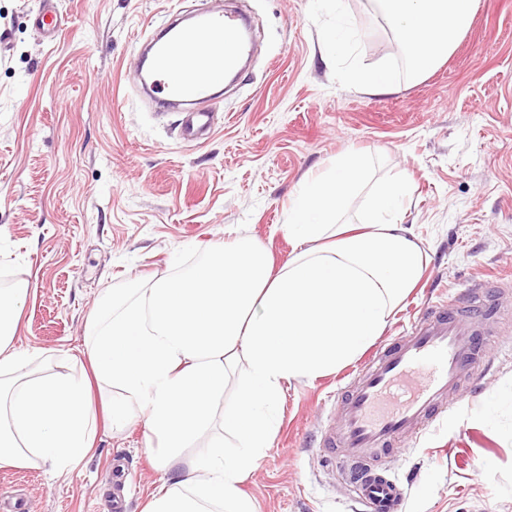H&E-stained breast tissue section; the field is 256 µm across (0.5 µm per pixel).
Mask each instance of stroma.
<instances>
[{
  "label": "stroma",
  "instance_id": "obj_1",
  "mask_svg": "<svg viewBox=\"0 0 512 512\" xmlns=\"http://www.w3.org/2000/svg\"><path fill=\"white\" fill-rule=\"evenodd\" d=\"M40 2L0 0V288H30L19 350L89 372L86 324L104 292L186 270L228 230L284 264L301 180L352 150L370 156L373 180L408 178L404 222L429 254L385 336L427 305L512 278V0H479L445 63L381 96L346 82L326 43L353 29L365 67L396 69L371 0H56L69 23L52 42L32 24ZM217 4L250 16L251 63L205 103L217 134L190 145L179 114L136 94V48L149 25ZM343 376L285 390L278 430L242 484L258 512H360L319 446ZM144 432L100 430L62 475L0 469V494L24 512H108L115 497L142 512L166 479ZM380 470L405 480L404 512H512V347L497 344L446 420Z\"/></svg>",
  "mask_w": 512,
  "mask_h": 512
}]
</instances>
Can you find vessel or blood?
Listing matches in <instances>:
<instances>
[{"instance_id":"obj_1","label":"vessel or blood","mask_w":512,"mask_h":512,"mask_svg":"<svg viewBox=\"0 0 512 512\" xmlns=\"http://www.w3.org/2000/svg\"><path fill=\"white\" fill-rule=\"evenodd\" d=\"M64 24L54 0H42L34 18L42 37L54 40ZM243 26L241 14L211 8L163 22L159 34L147 37L140 86L155 101L181 108L183 141H202L213 130L214 115L202 102L246 55ZM495 312L489 297L428 306L399 336L373 351L337 393L339 421L322 430L321 444L338 450L342 463L352 468L362 512H401L399 479L374 465L384 455L402 452L447 414L450 397L463 382L473 381L493 348L497 332L487 322Z\"/></svg>"}]
</instances>
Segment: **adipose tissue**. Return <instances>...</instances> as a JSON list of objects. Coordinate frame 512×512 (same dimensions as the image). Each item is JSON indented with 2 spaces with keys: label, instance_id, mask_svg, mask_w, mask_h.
Masks as SVG:
<instances>
[{
  "label": "adipose tissue",
  "instance_id": "obj_1",
  "mask_svg": "<svg viewBox=\"0 0 512 512\" xmlns=\"http://www.w3.org/2000/svg\"><path fill=\"white\" fill-rule=\"evenodd\" d=\"M412 60L428 75L453 52L477 0H376ZM367 160L348 152L307 176L288 206L296 254L274 267L260 244L236 235L174 276L106 292L88 327L93 379L35 374L53 352L24 353L14 328L29 290L0 289V468L58 473L82 464L100 422L123 428L143 416L156 467L178 471L143 512H257L241 485L278 426L283 388L352 361L377 338L419 281L428 255L404 222L407 181L375 186L345 220ZM245 375L232 403L224 385ZM119 397L97 420L91 383ZM237 441L224 450L225 434Z\"/></svg>",
  "mask_w": 512,
  "mask_h": 512
}]
</instances>
